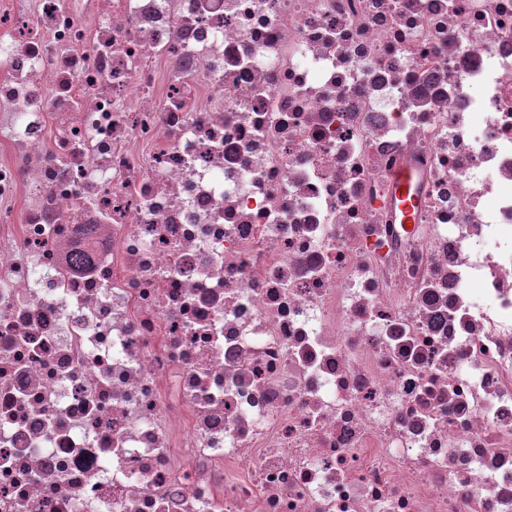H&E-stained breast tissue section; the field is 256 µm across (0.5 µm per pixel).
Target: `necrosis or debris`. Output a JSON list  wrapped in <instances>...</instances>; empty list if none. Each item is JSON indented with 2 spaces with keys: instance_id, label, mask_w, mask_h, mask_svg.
Segmentation results:
<instances>
[{
  "instance_id": "1",
  "label": "necrosis or debris",
  "mask_w": 512,
  "mask_h": 512,
  "mask_svg": "<svg viewBox=\"0 0 512 512\" xmlns=\"http://www.w3.org/2000/svg\"><path fill=\"white\" fill-rule=\"evenodd\" d=\"M0 512H512V0H0ZM415 176V173L410 169H402L390 175V183L401 215L400 223L403 224L412 223L411 213L416 204L413 187Z\"/></svg>"
}]
</instances>
